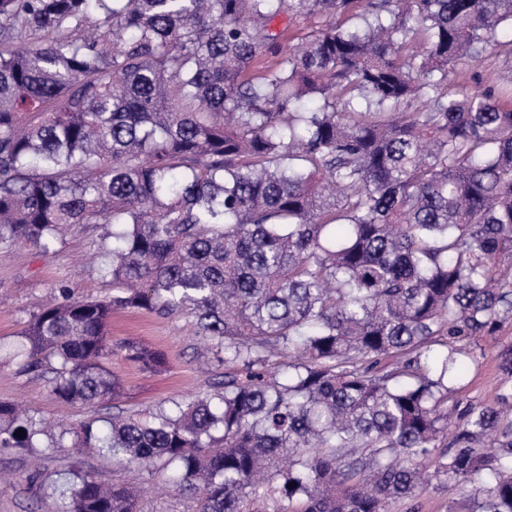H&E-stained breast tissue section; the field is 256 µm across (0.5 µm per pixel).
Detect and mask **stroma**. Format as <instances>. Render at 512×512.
<instances>
[{
  "mask_svg": "<svg viewBox=\"0 0 512 512\" xmlns=\"http://www.w3.org/2000/svg\"><path fill=\"white\" fill-rule=\"evenodd\" d=\"M507 61L505 54L489 53L482 65L458 70L455 85L471 93L497 87ZM103 234L100 225L74 224L63 231L61 243L47 253L20 243L0 247V402L29 403L41 415L72 429L91 418L92 410L57 401L51 392V373H21L9 352L40 304L54 296L59 287L70 288L75 299L111 295L112 283L99 271L98 247ZM191 321L185 311L165 315L135 309L113 312V340H133L165 357L164 365L153 371L113 358L109 368L122 385V396L113 403L115 410L127 414L152 412L170 401L206 393L223 374V362L206 350ZM511 350L512 323L504 324L494 334L471 339L467 354L461 357L462 375L455 383L459 409L493 403L502 379L501 356ZM36 468L41 471L37 480L31 477ZM71 468L94 472L105 483L124 480L140 488L141 512L192 510L190 501L169 492L150 473L120 467L112 459L69 444L42 457L36 465L30 457L0 451V470L11 476L10 483L0 484V512H55V503L45 494L43 484ZM463 496L458 483L434 480L414 498L394 502L391 512H448L450 505Z\"/></svg>",
  "mask_w": 512,
  "mask_h": 512,
  "instance_id": "stroma-1",
  "label": "stroma"
}]
</instances>
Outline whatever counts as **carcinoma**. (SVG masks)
<instances>
[{"label": "carcinoma", "instance_id": "1", "mask_svg": "<svg viewBox=\"0 0 512 512\" xmlns=\"http://www.w3.org/2000/svg\"><path fill=\"white\" fill-rule=\"evenodd\" d=\"M283 14L343 22L285 54ZM505 29L512 0H0V244L47 253L64 225H103L112 281L59 288L19 370L110 402L112 357L164 363L112 344L115 309L185 310L224 362L185 404L72 433L0 402V448L70 433L194 512H389L433 457L471 512H512V352L494 403L456 427L448 408L462 343L512 322V74L449 87ZM49 497L140 512L80 469Z\"/></svg>", "mask_w": 512, "mask_h": 512}]
</instances>
